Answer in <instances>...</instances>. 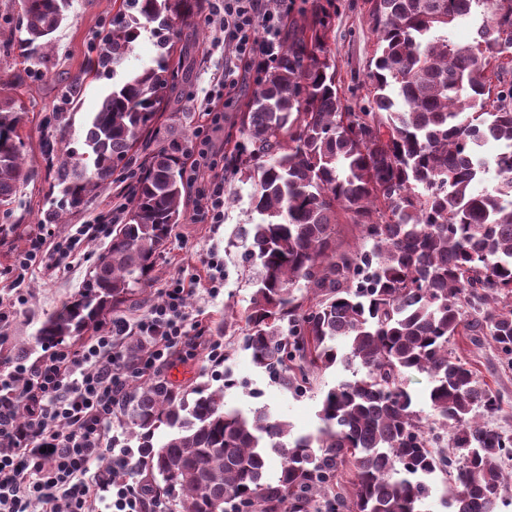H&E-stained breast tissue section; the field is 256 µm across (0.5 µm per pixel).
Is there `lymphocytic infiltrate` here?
Segmentation results:
<instances>
[{"instance_id":"f902f5d3","label":"lymphocytic infiltrate","mask_w":512,"mask_h":512,"mask_svg":"<svg viewBox=\"0 0 512 512\" xmlns=\"http://www.w3.org/2000/svg\"><path fill=\"white\" fill-rule=\"evenodd\" d=\"M223 10L232 61L210 95L206 123L196 129L199 158L185 172L213 224L224 221V180L201 165L215 153L209 128L223 119L220 106L236 92L242 73H259L278 57L293 0H224ZM112 222L106 213L65 240L31 238L14 275L21 281L37 268L59 269L83 246L110 237ZM187 294L183 280H176L136 325L116 321L84 349L57 347L30 364L7 354V339L0 336V512H147L143 487L96 464L113 443L112 418L129 383L159 375L190 343ZM133 332L147 342L135 357L124 346Z\"/></svg>"}]
</instances>
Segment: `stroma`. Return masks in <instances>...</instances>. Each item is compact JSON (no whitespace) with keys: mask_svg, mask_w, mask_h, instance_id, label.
Listing matches in <instances>:
<instances>
[{"mask_svg":"<svg viewBox=\"0 0 512 512\" xmlns=\"http://www.w3.org/2000/svg\"><path fill=\"white\" fill-rule=\"evenodd\" d=\"M337 11L329 34L328 49L336 61L340 91L351 111L358 112L369 98L367 78L369 64L377 47V35L367 21L366 0H336ZM114 0H69L67 18L53 35L51 67L37 80L11 90L10 95L26 109L22 134L24 155L34 175L20 186L10 217L0 216V290L10 287L7 270L15 255L22 251L28 237L48 227L53 237L63 239L80 224L93 223L95 217L124 204L123 183L89 198L79 211L65 214L62 220H48L53 204L46 194L55 167L49 164L43 143L47 137L59 139L61 150H81L87 121L98 111L103 97L112 88V75L102 72L88 80L77 104L64 98L70 79L87 64L93 52L96 34L103 30L115 13ZM19 0H0V74L9 75L23 67L16 43L19 38L17 18ZM179 49L183 55V93L167 100L163 117V137L156 146L168 147L177 155L193 150L190 132L199 123V113L206 104L210 88L224 78L231 58L224 50V17L211 15L198 27L180 30ZM228 202L224 221L210 224L194 209L192 200L184 202V217L174 226L163 250L148 274L142 291L119 309L112 311L115 320L135 322L161 302L164 288L172 279L191 283L193 292L186 304L191 333L216 336L224 343L226 354L222 371L216 372L201 356L176 361L163 370L162 377L179 391L195 388H223L228 405L242 409L266 407L273 415L290 422L293 433L316 429L323 394L343 378V370L331 368L321 372L311 389L296 394L284 389L265 369L253 364L243 345L244 323L240 314L253 292L258 268L245 258L250 234L258 216L251 198V183L228 179L224 182ZM102 245H93L77 255L69 268L54 275L36 270L26 275L20 286L24 296L16 304L15 314L4 333L8 348L17 356L37 358L47 351V344L36 338L45 318L62 304L78 297L81 287L98 257ZM220 278L219 295L209 292L211 278ZM451 348L457 357L470 363L478 378L498 396L500 412L489 418V426L512 435V365L490 342L474 343L470 337H455ZM232 376L234 387L224 389L225 376Z\"/></svg>","mask_w":512,"mask_h":512,"instance_id":"stroma-1","label":"stroma"}]
</instances>
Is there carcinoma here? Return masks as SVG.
<instances>
[{
	"instance_id": "obj_1",
	"label": "carcinoma",
	"mask_w": 512,
	"mask_h": 512,
	"mask_svg": "<svg viewBox=\"0 0 512 512\" xmlns=\"http://www.w3.org/2000/svg\"><path fill=\"white\" fill-rule=\"evenodd\" d=\"M68 0H21L19 47L40 73ZM482 9L472 46L442 31ZM202 0H121L86 71L67 91L77 103L89 76L117 75L146 27L153 65L113 83L47 196L78 211L137 169L125 223L112 235L80 297L37 332L58 342L97 327L145 283L182 217V159L138 151L161 130L180 85L175 24ZM336 0L289 14L280 57L264 70L239 115L243 141L227 168L255 186L248 256L260 277L244 347L296 392L319 372L352 377L322 398L316 432L293 435L264 407L243 411L224 389L188 397L164 380L127 391L119 404L141 448L143 487L164 512H494L512 472V437L486 425L497 395L449 350L466 334L512 355V0H370L377 34L369 109L353 112L336 84L327 41ZM23 106L0 101V212L24 169ZM498 151L486 160L478 148ZM494 170L496 183L476 189ZM351 226L343 245L338 226ZM428 377L431 420L415 408L406 374ZM283 458L275 473L268 453ZM353 475V491L343 483ZM442 477L435 496L431 479Z\"/></svg>"
}]
</instances>
